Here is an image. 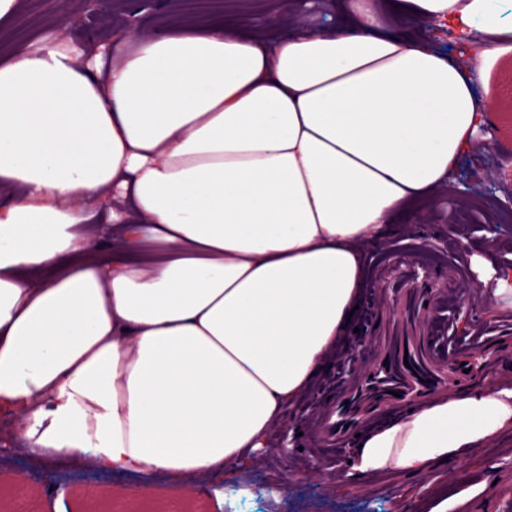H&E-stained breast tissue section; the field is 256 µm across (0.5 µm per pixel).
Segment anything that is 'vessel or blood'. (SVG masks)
Returning a JSON list of instances; mask_svg holds the SVG:
<instances>
[{"label": "vessel or blood", "instance_id": "obj_1", "mask_svg": "<svg viewBox=\"0 0 512 512\" xmlns=\"http://www.w3.org/2000/svg\"><path fill=\"white\" fill-rule=\"evenodd\" d=\"M379 279L395 308L381 323L371 362L350 387L340 389L322 425L330 446H341L351 424L365 425L405 404L421 403L450 386L481 376L499 346L495 338L477 347L441 353L429 335L442 302L457 293L462 269L445 264L430 272L420 264L380 265Z\"/></svg>", "mask_w": 512, "mask_h": 512}]
</instances>
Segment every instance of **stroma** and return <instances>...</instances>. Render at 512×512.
<instances>
[{"mask_svg":"<svg viewBox=\"0 0 512 512\" xmlns=\"http://www.w3.org/2000/svg\"><path fill=\"white\" fill-rule=\"evenodd\" d=\"M177 16L181 25L197 24L215 16L243 17L264 24L263 0H181ZM59 0H25L14 20L0 30V41H27L46 30L58 13ZM126 0H112V14L92 26L83 23L82 0L69 4L68 35L81 40L102 41L127 28ZM479 147L462 156L451 175L452 192L443 194L426 220L431 229L427 240L410 235L391 240L386 259L413 260L426 256L429 267L441 268L457 258L463 268L460 300L453 310L462 338L492 329L506 344L500 360L490 369L489 383L512 381V309L495 303V280L480 282L477 258L494 266L512 265V228L503 222L498 204L502 187L512 185V166L503 159L512 156V99L501 100L488 131L479 133ZM468 231L465 246H458L448 231L449 221ZM497 225L489 235L488 225ZM385 293L376 280H368L364 302L371 313L359 316L355 332L340 341L337 361L308 391L298 407L272 434L271 446L243 472H225L222 482L202 481L184 495L181 512H512V431L502 434L450 465L423 473H379L348 477L351 447L330 448L319 424L328 403L339 389L338 363L354 358L366 366V349L374 338L373 318L382 310ZM0 444L10 447L6 465L0 466V512H54L63 500L68 512H81L87 492L98 495L100 512H131L124 496L133 486H142L150 499L141 512H160L167 504L165 481L143 479L95 469L57 472V490H48L43 470L20 454V433L14 423L0 426Z\"/></svg>","mask_w":512,"mask_h":512,"instance_id":"35a3bbf8","label":"stroma"}]
</instances>
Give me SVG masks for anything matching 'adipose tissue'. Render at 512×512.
<instances>
[{
	"label": "adipose tissue",
	"mask_w": 512,
	"mask_h": 512,
	"mask_svg": "<svg viewBox=\"0 0 512 512\" xmlns=\"http://www.w3.org/2000/svg\"><path fill=\"white\" fill-rule=\"evenodd\" d=\"M106 42L0 45V412L51 469L247 467L350 329L367 252L420 224L492 121L512 26L491 0H313ZM453 22V62L410 28ZM120 227L110 253L92 242ZM512 430V386L362 437L356 473L421 472ZM507 84L512 86V52L493 64L488 85L490 95H494L499 87Z\"/></svg>",
	"instance_id": "1"
}]
</instances>
